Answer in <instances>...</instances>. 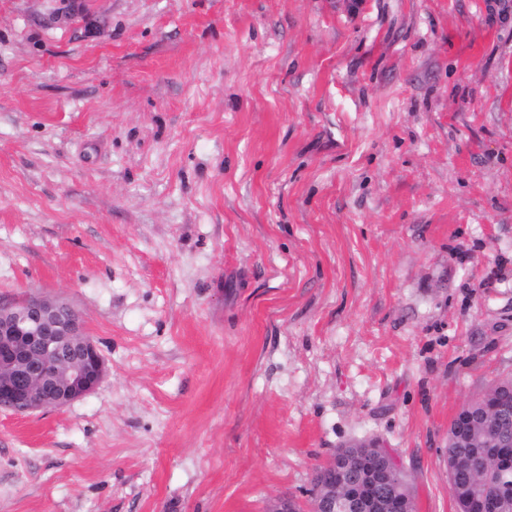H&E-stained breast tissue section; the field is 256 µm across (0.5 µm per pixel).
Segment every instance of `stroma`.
Masks as SVG:
<instances>
[{
	"label": "stroma",
	"instance_id": "stroma-1",
	"mask_svg": "<svg viewBox=\"0 0 512 512\" xmlns=\"http://www.w3.org/2000/svg\"><path fill=\"white\" fill-rule=\"evenodd\" d=\"M107 372L0 412V512H302L377 438L456 512L512 376V0H0V303ZM468 403H465L456 416L468 409ZM454 417V419L456 418ZM450 423L448 427V431L454 421ZM481 434V442L477 445H463L464 448H458L459 436L456 431L455 424H453L449 435H448V448L445 450V463L448 466V484H450V470L453 468V461L456 460L455 467L457 469L466 468L469 469L471 474L473 475L476 471L475 468L471 467L468 462L460 459L469 460H484V452L489 448H494L495 446L501 443H512V410L508 412V414L503 418L502 422L489 424L485 427H481L477 429Z\"/></svg>",
	"mask_w": 512,
	"mask_h": 512
}]
</instances>
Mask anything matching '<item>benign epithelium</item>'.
I'll use <instances>...</instances> for the list:
<instances>
[{
    "label": "benign epithelium",
    "instance_id": "obj_1",
    "mask_svg": "<svg viewBox=\"0 0 512 512\" xmlns=\"http://www.w3.org/2000/svg\"><path fill=\"white\" fill-rule=\"evenodd\" d=\"M105 371L101 348L65 300L32 296L0 305V411L28 414L65 407L92 393ZM345 447L365 449L357 458V470L368 475L381 471L379 440H354ZM338 485H343L341 475L330 479V493L319 512H413L389 477L382 484L367 480L340 495ZM463 500L465 512H503L506 507L499 496Z\"/></svg>",
    "mask_w": 512,
    "mask_h": 512
}]
</instances>
